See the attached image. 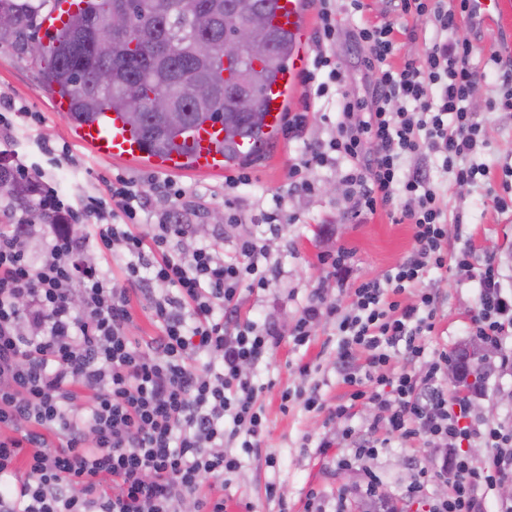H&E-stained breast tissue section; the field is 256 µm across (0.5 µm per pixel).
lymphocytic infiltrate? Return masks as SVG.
<instances>
[{
	"label": "lymphocytic infiltrate",
	"mask_w": 512,
	"mask_h": 512,
	"mask_svg": "<svg viewBox=\"0 0 512 512\" xmlns=\"http://www.w3.org/2000/svg\"><path fill=\"white\" fill-rule=\"evenodd\" d=\"M468 2L393 0L400 15L427 18L432 29L422 56L399 67L391 63L400 50L393 24L357 26L365 65L376 73L365 100L348 91L347 74L329 52L340 34L338 14L362 12L363 0H316L319 50L303 84L312 100L336 94L337 119L290 169L293 190L311 196L310 172L347 160L342 183L354 214L398 211L413 227L414 246L380 279L350 280L345 249L325 256L341 299L312 293L289 335L305 345L322 319L333 320L335 369L351 391L328 408L314 391L286 390L281 401L302 398L305 409L342 423L340 434L322 438V453L343 446L368 461L395 437L441 451L439 468L419 467L404 490L415 498L429 484L449 485L429 512H487L490 493L512 483V428L474 415L471 392L444 391L448 353L426 358L423 343L441 298L414 285L432 270L478 272L471 329L494 349L503 373L512 372V292L494 259L478 270L471 249L449 251L443 191L425 168L403 170L405 159L431 156L460 185L490 175L473 161L486 140L468 107L482 78L472 65L477 47L460 33ZM12 172L33 185L38 207L57 222L37 258L29 248L35 225L0 227V512H182L188 500L195 512H224V478L257 452L267 422L263 390L243 369L260 363L281 336L275 322L241 314L242 282L254 292L270 286L266 242L244 238L233 255L220 252L198 238L191 214L176 206L182 189L166 181L150 190L169 209L157 223L138 224L135 194L123 179L112 185L111 210L88 199L83 220L93 232L81 234L42 168L19 162ZM92 236L95 257L86 250ZM149 251L156 255L150 262ZM112 254L126 260L119 282L99 262ZM408 292L413 301L402 302ZM136 293L160 329L146 345L131 336ZM364 399L377 413L357 428L352 420ZM474 439L490 450L479 468L462 453ZM377 487V475L365 470L336 500L309 491L307 512H344L349 497L377 500Z\"/></svg>",
	"instance_id": "lymphocytic-infiltrate-1"
}]
</instances>
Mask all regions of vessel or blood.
<instances>
[{
	"instance_id": "vessel-or-blood-1",
	"label": "vessel or blood",
	"mask_w": 512,
	"mask_h": 512,
	"mask_svg": "<svg viewBox=\"0 0 512 512\" xmlns=\"http://www.w3.org/2000/svg\"><path fill=\"white\" fill-rule=\"evenodd\" d=\"M78 0H52L42 19L45 30H61L68 14ZM307 4L305 0H282L271 14L272 26L288 31L297 42L307 38ZM308 64L306 55L295 52L277 78L263 90L266 100L265 124L267 138H277L285 122L287 95L294 89ZM80 140L98 155L129 163L138 162L144 146L139 129L126 122L123 114L105 112L93 122L78 126ZM259 144L252 139L229 137L221 124L211 121L193 128L179 138L176 149L164 155L148 158L151 170L178 173L192 169L204 174H223L251 161L258 154Z\"/></svg>"
}]
</instances>
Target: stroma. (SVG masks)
<instances>
[{
	"label": "stroma",
	"mask_w": 512,
	"mask_h": 512,
	"mask_svg": "<svg viewBox=\"0 0 512 512\" xmlns=\"http://www.w3.org/2000/svg\"><path fill=\"white\" fill-rule=\"evenodd\" d=\"M364 17L374 23L396 22L400 29L402 55L421 54L430 38L425 19L401 17L393 11L390 0H367ZM504 13L498 24L471 28L479 51L473 57L476 67H484L491 54L512 59V0H503ZM341 33L330 52L348 75L349 89L356 97H364L368 74L362 53L353 38V20L342 15ZM504 92L503 76L489 71L476 88L471 109L481 121L489 146L479 160L490 169L491 177L502 174L504 165H512V112L493 111L490 100ZM0 100L10 101L13 136L9 150L15 161L42 167L64 202L78 206L95 197L104 207H111L108 188L116 175L134 181L148 177L141 166L130 165L95 155L76 137V126L66 115L54 112L52 91L45 80V64L19 51L11 41L0 40ZM323 115L311 119L302 137L281 132L247 167L250 185L225 192L220 176L193 173L173 174V181L184 189L181 208L197 213L198 224L207 228L206 239L217 248L232 252L238 239L264 238L272 254L271 280L267 291L254 294L241 287L242 311L257 323L271 320L278 324L283 336L279 344L256 367L258 383L269 384L263 393L268 418V431L256 455L247 459L243 468L232 475L224 489L227 512H242L243 503H251L254 512H303L309 488L334 496L349 489L362 478L358 466L338 467L335 452L320 453L317 445L325 434L333 432L325 414L308 412L301 405L281 408L280 393L300 385L296 367L301 363H319L323 373L313 376L325 404L331 405L348 391L337 375L333 363L337 341L329 321H321L312 340L294 345L287 331L294 323L308 296L322 291L327 299L339 297L334 278L320 261L322 255L346 248L351 253L355 275L374 277L386 274L399 264L413 247L412 227L399 224L384 211L352 217L350 203L344 195L341 176L345 161L335 166L312 171L318 189L305 197L293 192L288 170L298 155L302 139H324L336 117L333 104H323ZM48 142L53 154H43L40 142ZM428 171L433 181L445 187L449 216H461V225H449L448 245L457 250L472 246L475 265L485 257L496 259L503 270V286L512 289V213L498 212L484 185L460 186L452 173L440 162H430ZM236 206L242 213L241 223L229 224L213 218L214 212H227ZM297 215L296 223L270 227L266 218L271 213ZM423 287L438 288L442 305L436 327L427 339L429 351H456L469 343L468 326L479 310L475 283H457L455 278L439 280L426 276ZM484 406L494 407V420L512 422V376L500 373L493 363H485L481 385ZM275 457V467H268L267 457ZM435 455L418 444L392 440L372 460L371 467L379 478V486L401 512H426L422 504L406 507L401 492L412 480L416 467L430 466ZM276 482L282 499L267 500V482Z\"/></svg>",
	"instance_id": "1"
}]
</instances>
